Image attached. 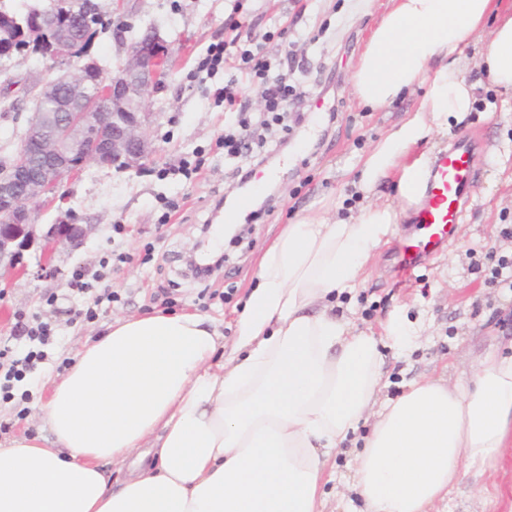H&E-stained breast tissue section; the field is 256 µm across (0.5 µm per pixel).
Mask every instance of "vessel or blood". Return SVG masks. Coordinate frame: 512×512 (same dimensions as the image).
Segmentation results:
<instances>
[{"label": "vessel or blood", "mask_w": 512, "mask_h": 512, "mask_svg": "<svg viewBox=\"0 0 512 512\" xmlns=\"http://www.w3.org/2000/svg\"><path fill=\"white\" fill-rule=\"evenodd\" d=\"M474 186L472 140L463 136L432 158L431 175L413 218L414 230L395 253L399 271L417 268L450 245Z\"/></svg>", "instance_id": "obj_1"}]
</instances>
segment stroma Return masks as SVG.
Returning <instances> with one entry per match:
<instances>
[{
  "label": "stroma",
  "instance_id": "1",
  "mask_svg": "<svg viewBox=\"0 0 512 512\" xmlns=\"http://www.w3.org/2000/svg\"><path fill=\"white\" fill-rule=\"evenodd\" d=\"M383 0H244L238 14L240 33L267 31L265 56L293 65L290 81L303 94L304 119L289 134L272 128L266 135L271 153L255 169V181L240 183L234 163L226 161L219 140L224 108L213 93L222 76L189 81L188 75L207 48L227 36L228 0H126L124 23L134 29L154 27L172 48L173 76L165 91L150 96L156 117L148 133L153 158L137 171L119 172L93 165L66 180L62 200L35 206L32 221L94 225L82 248H57L54 276H37L35 254L25 256L27 273L0 270V343L24 351L17 339L19 318L40 317L55 324L48 357L18 383L10 401L0 400V444L21 430L36 431V406L44 401L64 364L88 339L105 331L113 317L144 311L195 312L213 319L225 343L234 339L237 310L252 283L260 250L281 225L314 212L325 201L349 199L346 174L390 128L397 125L424 93L416 88L392 107L358 106L350 78ZM49 61L25 49L17 53L0 91L18 95L15 80L37 91ZM472 137L477 150L475 188L453 243L410 274L395 269L397 242L409 233L402 220L364 266L359 283L341 295V314L358 329H372L382 341L383 385L379 400L401 396L422 375L456 381L474 359L512 340V289L493 282L497 258L512 262V114L486 119L471 113L466 124L423 143L422 151L446 150L456 139ZM199 163L197 174L183 176L184 161ZM254 195L251 209L240 211L244 240L227 248V260L200 279L187 267L190 250L206 236L219 202L239 193ZM121 232H114V225ZM130 262L109 270L104 281L116 302L104 305L91 321H74L73 310L87 298L69 289L73 273L100 269L113 254ZM56 305H48L49 297ZM412 325L418 336L403 348L384 340L392 316ZM352 443L334 458L336 478L325 487L322 512H361L353 487ZM439 512H512V449L486 467L478 481L455 487L438 505Z\"/></svg>",
  "mask_w": 512,
  "mask_h": 512
}]
</instances>
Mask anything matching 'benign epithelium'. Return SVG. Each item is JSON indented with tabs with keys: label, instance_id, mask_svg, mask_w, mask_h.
<instances>
[{
	"label": "benign epithelium",
	"instance_id": "1",
	"mask_svg": "<svg viewBox=\"0 0 512 512\" xmlns=\"http://www.w3.org/2000/svg\"><path fill=\"white\" fill-rule=\"evenodd\" d=\"M103 21L99 0H49L25 18L0 8V52L11 53L23 41L45 59L76 62L73 69H59L34 95L21 144L0 163V268H15L38 246L43 261L37 275H53L50 255L60 245L81 247L95 225L41 227L30 222L29 206L88 165L138 170L154 154L148 127L155 113L146 110V101L167 86L171 45L150 30L127 45L125 62L107 72L88 56Z\"/></svg>",
	"mask_w": 512,
	"mask_h": 512
}]
</instances>
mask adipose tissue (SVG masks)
I'll use <instances>...</instances> for the list:
<instances>
[{
  "mask_svg": "<svg viewBox=\"0 0 512 512\" xmlns=\"http://www.w3.org/2000/svg\"><path fill=\"white\" fill-rule=\"evenodd\" d=\"M486 78L512 97V5L387 0L353 96L377 109L425 93L361 160L358 212L281 225L232 348L197 313L114 318L39 405V434L0 448V512H320L331 456L373 411L353 463L364 512H434L512 447V354H482L457 383L416 380L379 406L378 339L336 313L418 206L430 166L422 142L462 123ZM388 181L396 194L383 201Z\"/></svg>",
  "mask_w": 512,
  "mask_h": 512,
  "instance_id": "adipose-tissue-1",
  "label": "adipose tissue"
}]
</instances>
